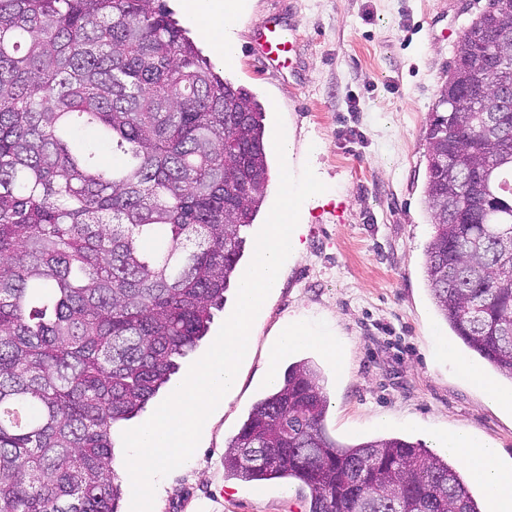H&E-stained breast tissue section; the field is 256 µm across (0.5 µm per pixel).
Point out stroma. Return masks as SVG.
Returning a JSON list of instances; mask_svg holds the SVG:
<instances>
[{"mask_svg":"<svg viewBox=\"0 0 512 512\" xmlns=\"http://www.w3.org/2000/svg\"><path fill=\"white\" fill-rule=\"evenodd\" d=\"M488 0H242L227 35L233 63L214 67L256 94L265 124L282 114L293 141V174L311 166L326 184L300 220L297 254L260 317L232 394L212 413L188 467L156 485L153 512H308L298 485L227 478L224 448L267 386V355L281 327L307 318L341 346L343 367L302 347L279 365L308 358L330 399L325 425L340 441L392 433L430 441L457 426L495 443L512 464V411L484 401L436 353L449 338L425 277L434 226L424 202L425 127L448 79L462 30ZM275 11L295 25L296 55L263 68L246 50Z\"/></svg>","mask_w":512,"mask_h":512,"instance_id":"1","label":"stroma"}]
</instances>
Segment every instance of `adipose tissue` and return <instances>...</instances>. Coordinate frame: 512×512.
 <instances>
[{
  "instance_id": "adipose-tissue-1",
  "label": "adipose tissue",
  "mask_w": 512,
  "mask_h": 512,
  "mask_svg": "<svg viewBox=\"0 0 512 512\" xmlns=\"http://www.w3.org/2000/svg\"><path fill=\"white\" fill-rule=\"evenodd\" d=\"M188 13L199 25L201 36L208 40L213 51L233 61L235 52L225 31L235 22L236 10L232 0H186ZM320 349L334 362H342V351L337 343L324 337L304 320L296 319L281 329V339L271 349L267 369L269 377H276L281 357L299 347ZM439 448L448 451L462 467L489 488V512H512V466L502 465L496 449L477 440L466 429L459 428L436 435Z\"/></svg>"
}]
</instances>
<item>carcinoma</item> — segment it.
<instances>
[{
	"instance_id": "cac0c4a2",
	"label": "carcinoma",
	"mask_w": 512,
	"mask_h": 512,
	"mask_svg": "<svg viewBox=\"0 0 512 512\" xmlns=\"http://www.w3.org/2000/svg\"><path fill=\"white\" fill-rule=\"evenodd\" d=\"M460 35L512 29L494 0ZM512 79V43L485 46ZM453 58L426 124V280L469 350L512 381V97L472 108ZM126 156L110 168L75 131ZM487 164L490 194L459 187ZM263 109L158 0H0V512H121L113 425L145 409L206 335L266 198ZM453 203L461 220L448 219ZM303 359L224 450L244 482L297 481L309 512H483L451 455L326 431Z\"/></svg>"
}]
</instances>
